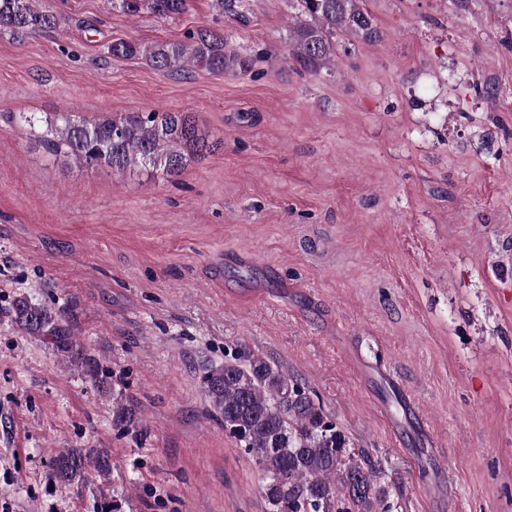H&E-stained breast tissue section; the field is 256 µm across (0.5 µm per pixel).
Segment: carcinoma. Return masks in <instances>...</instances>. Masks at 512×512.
I'll return each instance as SVG.
<instances>
[{"instance_id": "cac0c4a2", "label": "carcinoma", "mask_w": 512, "mask_h": 512, "mask_svg": "<svg viewBox=\"0 0 512 512\" xmlns=\"http://www.w3.org/2000/svg\"><path fill=\"white\" fill-rule=\"evenodd\" d=\"M303 20L288 29V58L301 74L316 75L336 63V38L348 34L364 41L379 37L365 0H298ZM128 16L142 13L174 19L187 0H110ZM219 15L245 23V0H213ZM59 26L44 0H0V34L16 41ZM115 58H141L154 69L182 75L195 69L222 73L229 67L224 36L199 31L187 42L150 45L115 40L107 45ZM12 121L51 157L80 165H105L118 172L160 171L178 176L189 162L214 149L188 112H126L86 120L76 112H15ZM27 336H54L61 352L97 376L64 312L21 294L5 310ZM207 396L232 433L252 454L265 476L262 498L267 512H387L388 492L376 472L350 448L336 423L313 406L288 374L245 348L233 359L212 365L204 375ZM112 471L107 448H66L53 463L52 477L79 486L90 474L107 480Z\"/></svg>"}]
</instances>
